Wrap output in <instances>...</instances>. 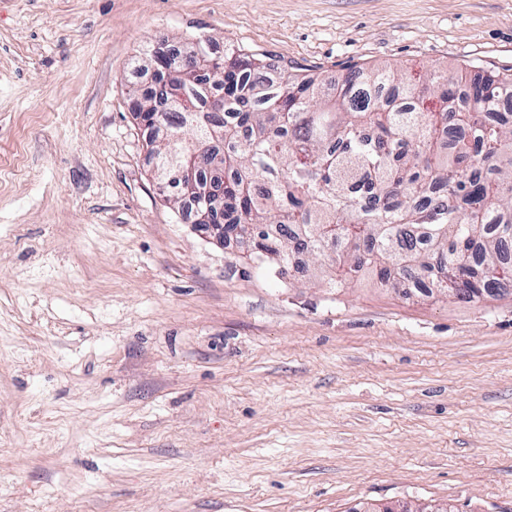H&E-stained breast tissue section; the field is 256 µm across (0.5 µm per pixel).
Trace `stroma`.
<instances>
[{"mask_svg": "<svg viewBox=\"0 0 512 512\" xmlns=\"http://www.w3.org/2000/svg\"><path fill=\"white\" fill-rule=\"evenodd\" d=\"M200 35L512 74V0H0V512H512V284H287L183 220L134 89Z\"/></svg>", "mask_w": 512, "mask_h": 512, "instance_id": "stroma-1", "label": "stroma"}]
</instances>
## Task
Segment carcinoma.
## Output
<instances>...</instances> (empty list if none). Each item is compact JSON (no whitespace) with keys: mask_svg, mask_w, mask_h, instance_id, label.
<instances>
[{"mask_svg":"<svg viewBox=\"0 0 512 512\" xmlns=\"http://www.w3.org/2000/svg\"><path fill=\"white\" fill-rule=\"evenodd\" d=\"M179 52L168 103L141 94L156 168H196L179 207L204 204L224 172V239L291 277L292 258L336 251L394 288L420 275L428 292L512 282V112L480 119L512 95V75L430 72L415 80L363 68L325 91L311 77L209 38Z\"/></svg>","mask_w":512,"mask_h":512,"instance_id":"obj_1","label":"carcinoma"}]
</instances>
